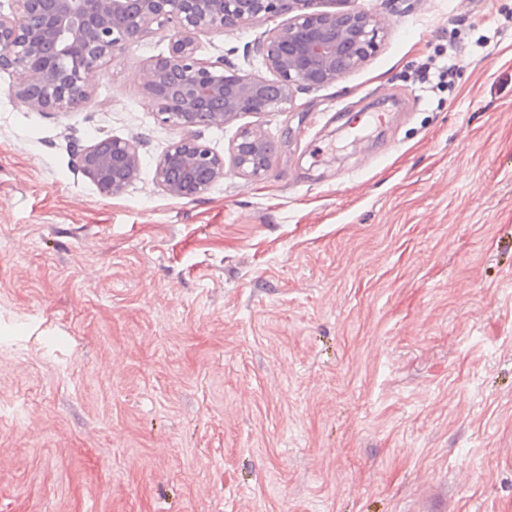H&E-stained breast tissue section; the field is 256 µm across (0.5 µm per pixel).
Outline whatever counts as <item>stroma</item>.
<instances>
[{
  "label": "stroma",
  "mask_w": 512,
  "mask_h": 512,
  "mask_svg": "<svg viewBox=\"0 0 512 512\" xmlns=\"http://www.w3.org/2000/svg\"><path fill=\"white\" fill-rule=\"evenodd\" d=\"M347 6L376 51L200 128L225 162L195 199L155 176L165 33L65 112L0 72V512H512V0ZM275 25L197 56L262 72ZM448 46L451 87L423 91ZM244 126L274 147L259 177L229 158ZM107 137L139 143L116 196L72 152Z\"/></svg>",
  "instance_id": "1"
}]
</instances>
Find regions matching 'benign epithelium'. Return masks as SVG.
Here are the masks:
<instances>
[{"label": "benign epithelium", "mask_w": 512, "mask_h": 512, "mask_svg": "<svg viewBox=\"0 0 512 512\" xmlns=\"http://www.w3.org/2000/svg\"><path fill=\"white\" fill-rule=\"evenodd\" d=\"M316 0H9L0 3V71L18 75L14 96L36 112H64L88 98L85 75L117 50L157 31L168 55L144 72L160 121L181 132L159 160L156 180L174 198L197 197L224 175V158L200 142L199 126L260 112H284L297 90L331 85L359 67L383 32L361 10L319 11ZM286 17L256 43L274 79L196 57L195 34L226 31L257 18ZM272 145L243 128L231 146L235 167L258 176ZM79 169L105 195L138 176L137 142L106 138L75 150Z\"/></svg>", "instance_id": "benign-epithelium-1"}]
</instances>
